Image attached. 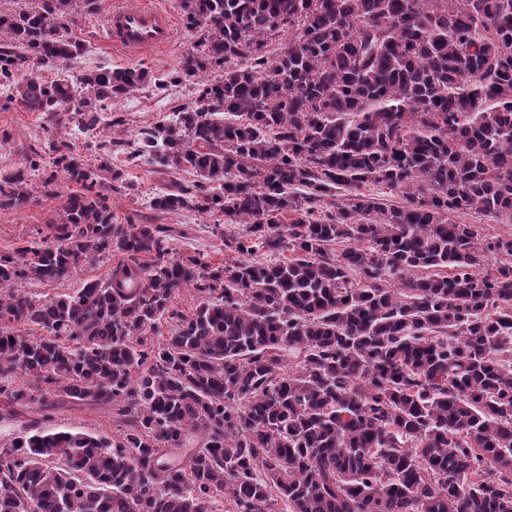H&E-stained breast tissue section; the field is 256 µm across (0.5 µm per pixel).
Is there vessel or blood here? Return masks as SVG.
<instances>
[{
    "label": "vessel or blood",
    "mask_w": 512,
    "mask_h": 512,
    "mask_svg": "<svg viewBox=\"0 0 512 512\" xmlns=\"http://www.w3.org/2000/svg\"><path fill=\"white\" fill-rule=\"evenodd\" d=\"M176 38L174 18L156 6H116L106 17V45L128 58L138 59L164 50Z\"/></svg>",
    "instance_id": "1"
}]
</instances>
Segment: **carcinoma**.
I'll use <instances>...</instances> for the list:
<instances>
[{
  "label": "carcinoma",
  "instance_id": "obj_1",
  "mask_svg": "<svg viewBox=\"0 0 512 512\" xmlns=\"http://www.w3.org/2000/svg\"><path fill=\"white\" fill-rule=\"evenodd\" d=\"M180 7L195 41L171 81L224 78L133 157L196 174L198 195L152 210L223 213L244 225L224 237L238 257L112 223V140L94 169L65 143L30 161L37 188L0 169V210L58 197L62 175L83 185L0 253V398L105 407L120 430L12 434L0 512H512V232L450 219L512 217V0ZM96 9L0 11V88L99 130L153 75L68 74L83 52L68 21ZM112 253L126 261L74 294L30 289Z\"/></svg>",
  "mask_w": 512,
  "mask_h": 512
}]
</instances>
